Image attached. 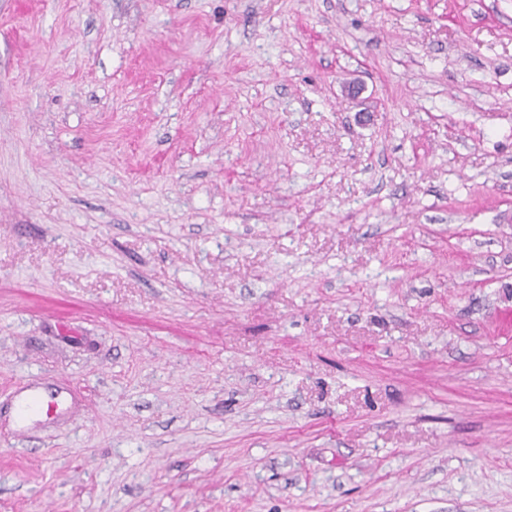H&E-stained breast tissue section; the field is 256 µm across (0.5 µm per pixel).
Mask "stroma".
I'll list each match as a JSON object with an SVG mask.
<instances>
[{"instance_id":"1","label":"stroma","mask_w":512,"mask_h":512,"mask_svg":"<svg viewBox=\"0 0 512 512\" xmlns=\"http://www.w3.org/2000/svg\"><path fill=\"white\" fill-rule=\"evenodd\" d=\"M0 512H512V0H0Z\"/></svg>"}]
</instances>
